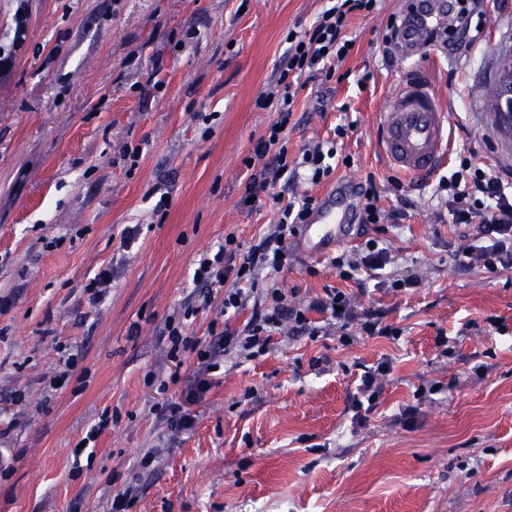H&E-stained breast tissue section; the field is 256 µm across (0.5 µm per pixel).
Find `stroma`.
<instances>
[{"label":"stroma","instance_id":"35a3bbf8","mask_svg":"<svg viewBox=\"0 0 512 512\" xmlns=\"http://www.w3.org/2000/svg\"><path fill=\"white\" fill-rule=\"evenodd\" d=\"M18 0H0V48L12 50ZM326 0H27L25 42L0 72V512H109L114 491L139 484L129 512H512V269L463 270L453 258L476 231L438 212L440 175L399 176L376 140V117L402 79L434 88L453 148L512 170L486 99L512 49V0H483L470 47L424 44L385 54L389 15L379 0L346 30L355 45L326 84L309 82L288 129V154L349 124L353 158L333 181L401 177L409 202L383 238L392 270L413 269L403 294L340 281L327 259L292 241L276 283L293 302L343 287L358 308L402 328L399 339L342 344L273 335L269 352L226 354L175 434L154 409L181 397L195 367H174L160 330L197 302L193 264L225 233L252 242L277 214L239 204L243 160L274 119L258 98L275 84L291 29L310 27ZM170 205L154 213L155 187ZM140 225L130 246L124 231ZM112 266L97 310L83 286ZM503 330L487 332L488 318ZM447 336L442 355L438 336ZM83 359L61 389L62 356ZM326 358L324 371L312 359ZM393 374L373 412L349 409L365 367ZM489 365L483 379L470 370ZM425 380L442 394L418 402ZM412 423H399L406 406ZM111 421L84 438L102 415ZM148 469H140L145 454Z\"/></svg>","mask_w":512,"mask_h":512}]
</instances>
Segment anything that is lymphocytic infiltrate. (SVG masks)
<instances>
[{"instance_id": "lymphocytic-infiltrate-1", "label": "lymphocytic infiltrate", "mask_w": 512, "mask_h": 512, "mask_svg": "<svg viewBox=\"0 0 512 512\" xmlns=\"http://www.w3.org/2000/svg\"><path fill=\"white\" fill-rule=\"evenodd\" d=\"M378 0H329L327 8L316 17L312 26L294 33L289 42L284 67L276 81L275 91L258 100L259 108H271L277 114L274 124L254 142L244 163L250 168L241 201L249 206L251 200L266 196L277 206V224L252 245H244L235 233L229 232L216 250L199 257L193 270V281L199 290L201 307H208L215 293H222L223 313H236L245 308L254 295H261L263 303L255 307L251 319L243 328L209 326L202 337L188 336L184 331L183 316L192 315L185 308L183 316H170L162 331L167 341L168 359L183 365L186 353H194L195 368L180 399L167 401L156 411L159 420L174 432L191 430L196 417L193 403L210 386V377L217 369L218 359L231 351L248 357L264 352L275 329L289 330L317 336L319 327L313 326L309 312H317L334 321L342 344L349 345L355 336L390 338L399 336V328L383 323L372 312H357L353 298L338 288L324 289L305 303H289L281 288H259L261 272L280 273L288 265V241L297 236L300 224L308 219L316 206L312 196L283 198V188L303 180L312 185L329 178L338 165H349V158L338 155L337 141L344 138L345 126H336L333 139L301 148L296 159L288 157V132L298 92L293 78L306 77L324 82L336 74L337 63L343 62L354 46L345 29L348 17L356 11L372 12ZM445 193V209L455 224L474 227L485 243L482 246L458 248L454 257L461 267L481 268L489 272L512 269V181L504 180L491 168L473 165L470 157L460 159L457 170L438 183ZM388 248L377 239H367L361 246L333 257L332 266L340 279H353L356 272L375 274L389 265ZM358 325V334H351V325Z\"/></svg>"}]
</instances>
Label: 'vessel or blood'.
Wrapping results in <instances>:
<instances>
[{"label":"vessel or blood","mask_w":512,"mask_h":512,"mask_svg":"<svg viewBox=\"0 0 512 512\" xmlns=\"http://www.w3.org/2000/svg\"><path fill=\"white\" fill-rule=\"evenodd\" d=\"M381 147L399 170L423 175L435 170L448 152V119L438 94L429 85L405 80L391 94L379 116ZM354 182L338 183L326 190L302 225V242L321 256L339 242L354 238L359 205Z\"/></svg>","instance_id":"b4317fda"}]
</instances>
